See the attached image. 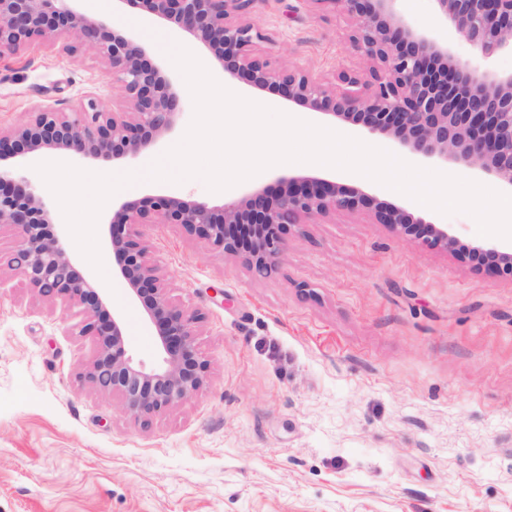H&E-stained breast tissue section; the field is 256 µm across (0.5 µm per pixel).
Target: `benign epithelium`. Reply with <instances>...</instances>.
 Returning <instances> with one entry per match:
<instances>
[{
  "mask_svg": "<svg viewBox=\"0 0 512 512\" xmlns=\"http://www.w3.org/2000/svg\"><path fill=\"white\" fill-rule=\"evenodd\" d=\"M74 0H0V58L33 45L68 40L64 50L84 49L106 65L123 106L110 109L88 94L73 104L56 99L0 131V224L12 226L17 245L0 254V267L16 272L40 296L81 309L78 335L90 336L97 353L80 381L121 396L126 413L144 424L195 396L210 365L197 342L205 315L174 304L152 262L139 227L176 224L208 244L241 258L256 277L275 273L288 226L339 211L367 210L376 223L430 248H452L476 270L512 278V251L494 243L461 245L448 225L416 218L356 189L317 176H283L278 186L211 206L154 195L126 200L103 225L112 274L122 279L156 331L159 363L147 368L125 347L124 323L110 314L105 289L78 269L62 234L50 231V208L17 157L63 152L81 159L115 161L151 149L175 124L181 88L148 58L135 36L74 7ZM172 23L232 78L271 88L290 106L306 108L390 138L410 153L476 166L512 186V72L481 66L512 51V0H432L437 11L476 52L455 56L449 47L410 24L398 0H313L339 8L352 21L351 48L369 68L364 77L341 71L329 85L304 66L282 67L256 47L269 41L251 17L257 0H119Z\"/></svg>",
  "mask_w": 512,
  "mask_h": 512,
  "instance_id": "benign-epithelium-1",
  "label": "benign epithelium"
}]
</instances>
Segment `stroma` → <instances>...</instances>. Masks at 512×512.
Here are the masks:
<instances>
[{
  "mask_svg": "<svg viewBox=\"0 0 512 512\" xmlns=\"http://www.w3.org/2000/svg\"><path fill=\"white\" fill-rule=\"evenodd\" d=\"M402 13L459 56L471 46L441 26L432 0ZM78 8L134 31L168 74L176 41L199 45L120 0ZM276 61L332 78L365 72L347 47L344 13L310 0H258L253 15ZM113 95L92 51L39 46L0 60V127L42 103ZM185 104L149 151L92 172H144L184 135ZM479 244L475 220L419 208L363 176L313 166ZM222 204L198 178L139 181L113 205L153 194ZM143 232L180 306L201 309L206 386L150 424L116 393L81 385L96 353L78 335L79 309L0 271V512H512V279L476 270L375 223L339 212L288 228L278 271L253 276L241 259L170 224ZM108 305L125 322L129 356L159 360L155 331L114 281Z\"/></svg>",
  "mask_w": 512,
  "mask_h": 512,
  "instance_id": "stroma-1",
  "label": "stroma"
}]
</instances>
